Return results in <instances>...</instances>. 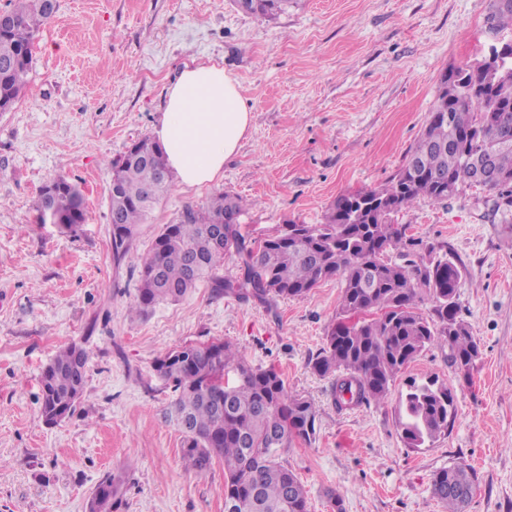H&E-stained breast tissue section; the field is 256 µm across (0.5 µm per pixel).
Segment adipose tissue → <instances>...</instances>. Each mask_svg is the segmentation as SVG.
Here are the masks:
<instances>
[{"label":"adipose tissue","mask_w":512,"mask_h":512,"mask_svg":"<svg viewBox=\"0 0 512 512\" xmlns=\"http://www.w3.org/2000/svg\"><path fill=\"white\" fill-rule=\"evenodd\" d=\"M251 107L223 66L185 65L166 92L163 119L155 131L170 169L184 186L223 177L224 164L249 130Z\"/></svg>","instance_id":"obj_1"}]
</instances>
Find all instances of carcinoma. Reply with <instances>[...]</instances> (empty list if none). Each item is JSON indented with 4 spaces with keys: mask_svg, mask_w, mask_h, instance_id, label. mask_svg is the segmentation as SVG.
<instances>
[{
    "mask_svg": "<svg viewBox=\"0 0 512 512\" xmlns=\"http://www.w3.org/2000/svg\"><path fill=\"white\" fill-rule=\"evenodd\" d=\"M245 13L272 20L290 0H248ZM56 9L46 0H17L7 11L10 29L0 32V112L10 110L27 86L35 33ZM492 30L512 28V0H491ZM455 81L448 82V75ZM443 75L424 130L406 163L385 186L343 194L320 224L290 221L256 244L242 233L237 197L220 192L201 206L187 205L176 224L156 236L140 270L137 301L131 310L144 315L156 306L180 301L199 283L241 299L268 301L302 298L316 284L336 277L341 283L343 318L328 329L325 344L312 361L314 372L334 377L337 408L369 405L387 398L392 382L427 346L448 348L455 373L469 381L480 348L460 318L456 302L458 266L435 255V247L406 236L392 216L427 197L443 203L464 192L463 160L493 152L503 180L483 186L493 193L503 216L512 214V148L493 150L498 123L512 118V62L492 68L484 61ZM109 212L112 246L120 252L136 227L147 223L171 191L172 175L160 144L144 136L111 163ZM41 189L38 211L52 209L60 227L73 231L86 221L84 199L70 181H51ZM224 225L217 242L211 227ZM395 251L399 260L390 252ZM239 259V275L217 271L224 257ZM429 296L435 318L420 312ZM88 354L77 345L61 349L41 376L42 410L48 422L75 411ZM154 370L178 391L174 414L185 417L182 455L199 477L214 459L224 464V503L234 512H308L307 493L298 477L276 458L295 437L315 434L316 409L291 395L279 372L254 370L229 342L198 343L158 358ZM455 396L448 387L411 385L401 400L402 436L410 448L434 443L448 433ZM476 486V472L457 461L434 474L432 493L446 512H465ZM91 502L99 512L123 505L120 480L107 475Z\"/></svg>",
    "mask_w": 512,
    "mask_h": 512,
    "instance_id": "obj_1",
    "label": "carcinoma"
}]
</instances>
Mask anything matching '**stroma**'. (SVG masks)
<instances>
[{
    "mask_svg": "<svg viewBox=\"0 0 512 512\" xmlns=\"http://www.w3.org/2000/svg\"><path fill=\"white\" fill-rule=\"evenodd\" d=\"M490 3L293 0L260 21L231 0H58L22 99L0 113V512H87L108 474L124 483L121 512H224V465L202 478L186 468L168 418L175 394L154 370L168 351L215 339L252 367H275L313 403L314 438L279 452L310 512H330L332 490L344 512H443L433 476L461 459L478 476L466 512H512V223L492 214L486 190L442 204L422 197L394 217L462 262L457 302L481 351L472 384L432 345L384 401L338 409L332 378L311 368L341 314L335 278L265 303L202 284L146 316L128 312L143 259L185 206L237 196L242 229L261 240L291 220L322 223L339 196L391 180L442 74L512 41L510 28L489 30ZM194 60L237 80L249 131L220 181L173 186L115 258L110 164L153 135L166 88ZM59 175L85 197L72 234L37 221L39 191ZM74 342L89 356L83 393L52 425L41 373ZM428 381L454 389V419L435 443L411 448L400 397Z\"/></svg>",
    "mask_w": 512,
    "mask_h": 512,
    "instance_id": "35a3bbf8",
    "label": "stroma"
}]
</instances>
